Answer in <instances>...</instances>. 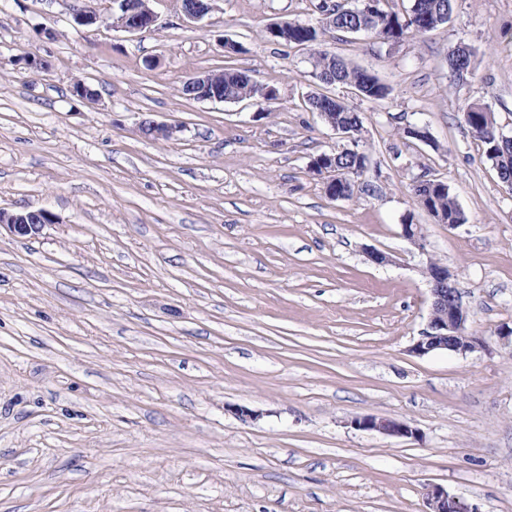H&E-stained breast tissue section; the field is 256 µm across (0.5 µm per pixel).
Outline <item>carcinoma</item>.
Here are the masks:
<instances>
[{
    "label": "carcinoma",
    "instance_id": "carcinoma-1",
    "mask_svg": "<svg viewBox=\"0 0 512 512\" xmlns=\"http://www.w3.org/2000/svg\"><path fill=\"white\" fill-rule=\"evenodd\" d=\"M380 2L381 0H376L369 15L362 14L359 8L347 9L339 3L336 4V18L326 22V30L342 32L346 28H359L364 25L366 31L375 37L397 42L410 33L423 34L434 29L445 23L446 17L452 12V0H414L410 12L405 15L381 8ZM284 33L282 42L305 47L312 45L319 36L318 29L313 26L290 22L287 23ZM312 59L316 72L333 76V84L350 86L363 98L380 100L388 94V88L376 75L352 66L342 57L315 54ZM471 67V56L461 57L455 50L448 55V70L457 79H462V71H468ZM221 74L224 76V94L240 95L251 92L250 76L246 71L226 68ZM319 101L328 102L325 111L336 122L346 124L352 135L355 136L361 131V113L347 105L341 107L329 101V95L323 93L309 96L307 104ZM463 118L472 135L481 143L486 158L497 169L501 181H507L512 177V144L498 136L494 127L496 120L491 116V111L478 102H472L465 107ZM365 160V154L350 150L338 154L336 165L342 169L360 167ZM414 192L420 205L445 223H464L456 200L444 181L428 179L414 189Z\"/></svg>",
    "mask_w": 512,
    "mask_h": 512
}]
</instances>
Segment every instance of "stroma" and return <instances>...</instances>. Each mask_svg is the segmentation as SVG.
Wrapping results in <instances>:
<instances>
[{
	"mask_svg": "<svg viewBox=\"0 0 512 512\" xmlns=\"http://www.w3.org/2000/svg\"><path fill=\"white\" fill-rule=\"evenodd\" d=\"M318 2L213 0L190 23L182 0H152L155 31L132 35L75 24L112 0H0V209L54 216L32 239L0 232V512H426L435 486L512 512V188L463 120L478 102L512 136V0H453L447 23L398 42L270 38L321 26ZM461 44L463 80L448 70ZM315 51L388 96L323 85ZM227 68L259 93L181 94ZM313 93L363 117L352 198L310 170L347 145ZM146 118L175 137H142ZM429 178L464 224L418 205ZM432 260L454 276L473 352L410 351ZM366 414L420 435L352 427ZM285 28V38H280L279 41L294 44L296 46L308 47L312 45L318 38V29L313 26L301 25L296 23H287Z\"/></svg>",
	"mask_w": 512,
	"mask_h": 512,
	"instance_id": "35a3bbf8",
	"label": "stroma"
}]
</instances>
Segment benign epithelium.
<instances>
[{
    "instance_id": "1",
    "label": "benign epithelium",
    "mask_w": 512,
    "mask_h": 512,
    "mask_svg": "<svg viewBox=\"0 0 512 512\" xmlns=\"http://www.w3.org/2000/svg\"><path fill=\"white\" fill-rule=\"evenodd\" d=\"M118 3L117 15H100L90 10H80L74 19L81 26H92L97 23L110 25L131 34H139L152 30L157 15L150 7L151 0H139L136 5H129L126 0H115ZM212 0H195L182 6L184 15L199 21L211 11ZM185 90L191 99L216 102H240L247 96H224V85L215 81L211 73H199L188 77ZM141 132L153 139H169L176 132V127L151 119L142 120ZM323 163L329 170L328 184H346L362 172L360 168H336L335 155L323 156ZM51 223V214L46 210L9 213L0 210V228L20 238H35L40 235L45 225ZM426 274L430 282L431 306L430 315L421 336L411 346V352L419 357L437 351L466 354L474 351L479 339L467 328L468 312L463 304L462 296L456 287L447 267L435 262L429 263ZM351 425L360 430L374 431L381 435L398 438H416L418 430L409 422L400 419L377 417L371 414L358 416L351 420ZM426 512H478L469 507L448 491L435 487L427 491Z\"/></svg>"
}]
</instances>
